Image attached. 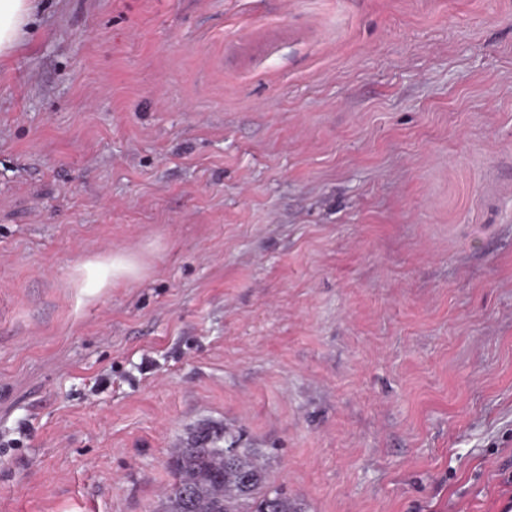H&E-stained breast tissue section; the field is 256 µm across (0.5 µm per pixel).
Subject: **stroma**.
Returning a JSON list of instances; mask_svg holds the SVG:
<instances>
[{
	"instance_id": "stroma-1",
	"label": "stroma",
	"mask_w": 512,
	"mask_h": 512,
	"mask_svg": "<svg viewBox=\"0 0 512 512\" xmlns=\"http://www.w3.org/2000/svg\"><path fill=\"white\" fill-rule=\"evenodd\" d=\"M199 427L302 512L512 505V0H39L0 512H156ZM139 274L140 267L136 260L125 253L117 252L105 263L86 265L83 280L88 288H104L117 280L136 278Z\"/></svg>"
}]
</instances>
